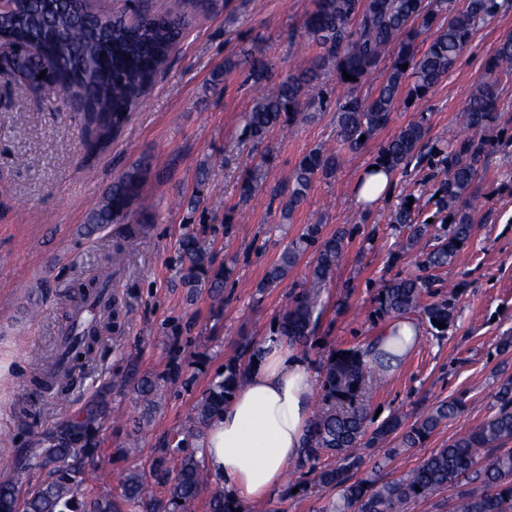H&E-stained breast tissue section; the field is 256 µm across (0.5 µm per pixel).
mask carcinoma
Returning a JSON list of instances; mask_svg holds the SVG:
<instances>
[{
    "instance_id": "obj_1",
    "label": "carcinoma",
    "mask_w": 512,
    "mask_h": 512,
    "mask_svg": "<svg viewBox=\"0 0 512 512\" xmlns=\"http://www.w3.org/2000/svg\"><path fill=\"white\" fill-rule=\"evenodd\" d=\"M125 15H114L91 7L89 0H16L15 8L0 15V35L17 48L7 59L9 70L30 81L33 89H58L70 95L83 121L91 152L103 150L121 133L145 90L154 82L177 45L188 21L183 0H169L164 14L152 13L145 0H126ZM512 10V0H314V9L303 21L305 38L319 48V54L306 70L281 78L275 92L258 100L244 115L243 134L260 143L276 127L291 121L313 118L312 108L328 103L321 76L332 69L336 79L350 88L363 82L377 67L386 48H397L386 79L377 93L365 101L349 93L336 100V148L314 149L306 154L289 178L284 218L306 200L317 175L326 177L339 164L342 153L361 149L365 142L385 127L399 99L417 102L456 65L476 28L500 12ZM434 31L422 55H417L418 36ZM248 66V78L255 82L273 78L272 67L260 55L250 53L239 61L229 59L224 68ZM407 68H402V65ZM492 71H512V36L503 39L489 60ZM44 78H38L40 72ZM349 74L348 80L343 74ZM500 92L496 82H484L469 97L459 119L470 135L438 147L426 140L425 120L407 124L379 150L375 164L395 172L411 162L427 161L439 166L441 179L431 194L440 227L438 245L420 254L418 268L423 275L396 277L379 289V310L388 316H401L420 310L430 326L440 334L453 322V307L448 300L424 302L433 294L434 280L427 271L453 263L459 245L473 234V221L467 208L459 205L471 193L485 171L488 160L486 130L498 119ZM149 174L146 163L129 167L114 178L87 223L96 226L120 224L130 218L134 208L143 212L142 188ZM410 195L401 198L392 221L409 230L407 247L430 234V225L414 222L413 209L406 207ZM347 234L343 229L330 237L322 236L321 225L308 224L301 235L283 251L270 267L260 287L281 285L307 250H315L308 284L291 296L276 328L275 336L290 344L304 345L317 322L321 288L341 260ZM181 257L188 265L185 284H203L219 297L224 273L215 272L207 281L209 256L197 240L188 236L180 245ZM112 277L106 274L91 282L87 293L99 295L97 315L118 317L116 298L108 293ZM445 327L440 329L438 324ZM102 325L81 337L74 360H91ZM378 338L359 349L337 351L322 362L323 400L326 409L312 421L302 457L295 470L306 480L287 485L283 495L297 489L316 494L324 488L337 491L332 512H406L407 506L434 493L454 488L449 512H512V375L500 377L494 394L495 412L472 430L459 434L448 445L432 450L420 463L386 481L357 478L363 464L362 450L385 444L401 433L399 447L387 450L386 459L402 448L421 445L445 421L456 417L465 401L461 397L436 403L417 418L408 430L397 414L371 427L370 386L366 383V358ZM260 348L250 342L241 345L239 355L225 363L222 379L212 383L207 395L194 409L193 428L182 439H171L155 458L153 477L168 485L167 498L149 492V482L139 473L125 478L121 500L95 494L100 469L93 460L84 426L83 446L54 445L35 451L29 457L31 468L49 469V479L20 500L15 484L0 482V512H75L78 497L89 499V512H173L194 501L209 484L210 472L195 454H181L187 438L200 436L224 410L226 403L247 381L248 369ZM75 380V370L49 372L39 381L45 393H62ZM151 408L156 383L148 378L133 382ZM336 459L333 465H320L322 456Z\"/></svg>"
}]
</instances>
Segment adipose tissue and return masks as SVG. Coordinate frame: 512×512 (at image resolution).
<instances>
[{
	"label": "adipose tissue",
	"mask_w": 512,
	"mask_h": 512,
	"mask_svg": "<svg viewBox=\"0 0 512 512\" xmlns=\"http://www.w3.org/2000/svg\"><path fill=\"white\" fill-rule=\"evenodd\" d=\"M384 351L401 368L416 347L415 322L398 319L384 331ZM315 376L307 360L287 343L269 338L246 384L224 407L200 441L211 473L224 480L235 500L266 498L303 451L312 413Z\"/></svg>",
	"instance_id": "obj_1"
}]
</instances>
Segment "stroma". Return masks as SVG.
I'll return each mask as SVG.
<instances>
[{
    "label": "stroma",
    "instance_id": "35a3bbf8",
    "mask_svg": "<svg viewBox=\"0 0 512 512\" xmlns=\"http://www.w3.org/2000/svg\"><path fill=\"white\" fill-rule=\"evenodd\" d=\"M185 4L188 26L143 105L95 157H88L84 127L62 92L0 80V480H13L24 494L46 478L26 469L29 454L101 411L106 419L95 432L104 472L99 494L119 498L126 474H149L158 448L189 428L196 404L240 344L271 336L289 292L302 288L314 260L310 251L282 285L265 289L261 283L306 225H321L326 236L340 227L350 235L322 290V313L303 355L316 365L383 332L388 318L377 310L378 288L416 274L420 252L433 246L422 239L389 262L408 235L394 227L391 215L411 193L421 220L431 219L427 199L437 179L428 165L394 174L388 196L364 209L356 200L360 175L410 122L425 119L434 143L461 136L458 116L484 81L497 80L500 105L512 115V74L486 68L499 42L512 36L510 11L477 29L421 106L398 102L390 122L360 151L343 153L333 177H316L307 199L283 217L295 166L311 150L336 143L333 102L346 87L327 74L332 103L325 111L256 143L245 139L242 116L273 85L245 82L244 71L225 70L224 63L251 49L272 63L276 77L308 68L318 49L305 45L302 23L314 0H214L207 9L199 0ZM488 139L487 169L465 199L474 234L453 264L433 272L438 298L454 306V322L441 336L422 312L409 313L420 329L419 343L400 370L374 371L371 393L372 409L399 414L408 425L448 398L463 397L465 407L422 447L392 461H385V448L364 449L360 476L397 477L479 425L494 411L500 369L512 372V353L497 350L500 337L512 334V136L494 128ZM143 159L151 166L143 187L153 203L151 218L135 214L127 223L90 229L87 215L112 180ZM252 173L257 187L246 198L240 185ZM131 230L138 246L128 252L123 237ZM188 234L207 249L211 271L233 270L220 300L203 287L189 294L184 285L180 243ZM106 272L130 312L128 321L104 332L94 360L69 392L41 393L37 381L75 309L78 286ZM457 283L461 291L451 294ZM33 347L42 350L44 362L29 358ZM132 353L137 362L129 361ZM141 376L157 379L159 387L133 448L128 435L146 411L130 381ZM335 501L332 490L316 498L277 489L259 508L324 512Z\"/></svg>",
    "mask_w": 512,
    "mask_h": 512
}]
</instances>
